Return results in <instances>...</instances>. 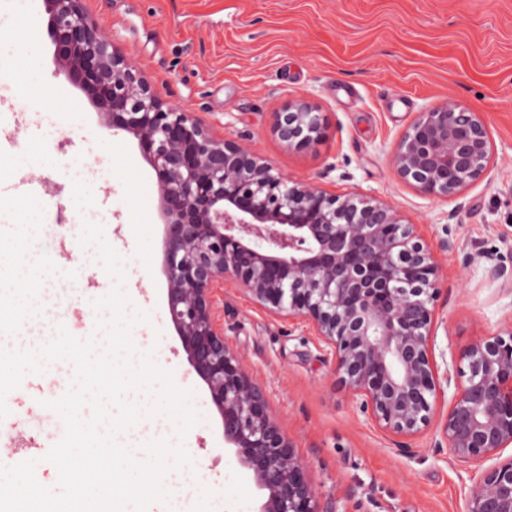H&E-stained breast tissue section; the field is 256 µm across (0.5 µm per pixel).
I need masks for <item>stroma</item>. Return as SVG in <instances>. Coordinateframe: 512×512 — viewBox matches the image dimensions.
<instances>
[{
	"label": "stroma",
	"mask_w": 512,
	"mask_h": 512,
	"mask_svg": "<svg viewBox=\"0 0 512 512\" xmlns=\"http://www.w3.org/2000/svg\"><path fill=\"white\" fill-rule=\"evenodd\" d=\"M85 8L164 103L217 138L255 149L283 177L387 201L416 224L443 273L431 331L438 367L458 366L462 348L512 324V292L490 275L495 265L512 270V0H85ZM0 16L6 97L16 111L56 115L51 125L0 128V197L19 188L39 201L30 252L56 268L50 300L27 330L31 344L60 325L81 340L97 335L93 302L114 281L79 236L91 213H106L104 235L124 260L133 307L148 316L132 329L135 344L193 392L198 421L184 439L192 465L169 472L166 488L189 485V512H258L264 493L225 443L168 315L152 166L136 137L112 133L56 58L45 0H0ZM449 97L481 113L492 159L461 197L437 200L403 183L389 158L420 113ZM297 100L326 124L324 139L305 151L272 132L275 113ZM448 238L449 253L440 249ZM218 294L224 336L322 502L338 512H466L484 466L459 461L442 437L451 388L440 385L431 424L399 451L398 437L337 383L330 350L308 321L271 315L231 284ZM73 375L65 360L26 375L0 419V466L35 461L37 482L57 495L46 456L65 428L48 403Z\"/></svg>",
	"instance_id": "1"
}]
</instances>
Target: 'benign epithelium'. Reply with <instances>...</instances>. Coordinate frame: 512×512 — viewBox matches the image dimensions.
<instances>
[{
	"label": "benign epithelium",
	"instance_id": "7a95c632",
	"mask_svg": "<svg viewBox=\"0 0 512 512\" xmlns=\"http://www.w3.org/2000/svg\"><path fill=\"white\" fill-rule=\"evenodd\" d=\"M47 3L56 57L109 114L113 132L136 131L164 188L170 320L222 418L225 442L267 493L259 512H335L315 495L264 393L225 341L215 289L231 282L271 314L311 323L331 348L338 384L380 428L409 437L433 415L436 256L392 204L287 181L252 149L167 107L83 0ZM272 131L303 151L321 142L325 123L296 101L276 113ZM490 156L481 114L447 98L412 122L390 164L420 193L452 199L485 172ZM458 359L465 380L442 434L456 458L481 462L512 445V330L476 339ZM467 512H512V458L482 474Z\"/></svg>",
	"mask_w": 512,
	"mask_h": 512
}]
</instances>
